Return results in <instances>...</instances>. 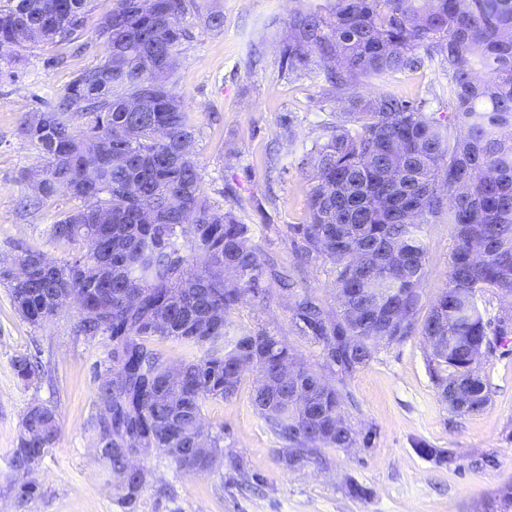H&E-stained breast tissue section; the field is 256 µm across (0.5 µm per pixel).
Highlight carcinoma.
Returning <instances> with one entry per match:
<instances>
[{
  "label": "carcinoma",
  "instance_id": "cac0c4a2",
  "mask_svg": "<svg viewBox=\"0 0 512 512\" xmlns=\"http://www.w3.org/2000/svg\"><path fill=\"white\" fill-rule=\"evenodd\" d=\"M191 2L116 0L98 30L106 59L71 83L58 108L20 125L45 160L43 188L29 201L65 183L83 206L50 228L53 238L80 246L72 259L48 272L40 251L17 255L28 275L9 282L13 306L39 324L73 300L79 332L108 338L95 430L100 457L124 473L130 501L148 477L128 466L136 449L192 448L201 437L213 457L223 455V437L202 428V407L233 397L250 367L275 381L254 392L253 405L288 466L323 448L371 443L338 426L342 393L298 359L286 337L230 317L246 295L263 293L265 269L279 274L252 244L251 225L203 195L194 130L166 84L179 65ZM85 7L86 0H7L0 60L36 39L71 37ZM283 56L290 69L310 73L311 58L319 59L340 90L447 64L448 125L390 92L355 94L305 155L316 180L309 222L291 230L306 258L335 266L337 310L327 312L306 288L290 287L288 296L295 330L321 345L327 368L344 376L383 344L433 336L427 357L441 402L454 415L481 411L489 394L476 373L495 345L512 341V309L493 324L477 304L483 290L512 295V0H329L324 12L293 15ZM77 114L86 118L81 134ZM90 139L102 146L97 161L83 154ZM445 193L456 247L448 287L419 326L424 225L442 213ZM155 339L177 341L191 357L170 364L151 346ZM284 365L299 370L279 381ZM13 368L24 382L40 374L27 356ZM59 432L56 409L28 407L10 457L18 502L35 495L30 475ZM171 461L183 471L212 467L188 453Z\"/></svg>",
  "mask_w": 512,
  "mask_h": 512
}]
</instances>
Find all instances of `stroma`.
<instances>
[{
	"mask_svg": "<svg viewBox=\"0 0 512 512\" xmlns=\"http://www.w3.org/2000/svg\"><path fill=\"white\" fill-rule=\"evenodd\" d=\"M116 0H87L84 25L71 39L28 44L15 60H0V268L21 250L54 262L71 259L77 245L48 230L81 202L60 191L24 207L30 176L44 159L19 135L29 114L57 104L82 72L104 61L107 47L98 25ZM327 0H196L182 20L187 38L168 87L181 98L194 130L193 158L201 189L217 209L252 227V242L273 259L297 288L311 289L335 309L334 266L303 262L294 224L309 220L313 180L303 155L322 143L336 122L341 92L283 57L288 22L297 11L326 8ZM218 11L224 25L210 27ZM443 68L405 72L389 81L363 79L372 97L389 91L446 116ZM424 305L448 285L454 248L445 218L426 225ZM266 297L247 296L233 320L252 330L287 337L298 358L313 368L324 361L320 345L296 334L286 290L263 276ZM77 306L33 325L14 309L0 277V512H512L502 497L512 487V342L496 348L481 370L490 401L480 412L456 416L440 402L425 343L415 335L381 348L366 366L346 377L323 371L340 387L342 414L369 446L325 448L320 459L289 467L279 441L253 406L255 372H245L235 396L210 399L202 408L206 429L224 438V458L206 471L176 469L162 452L138 456L150 474L128 502L96 452L94 394L109 363L107 337L79 333ZM38 355L43 374L22 382L12 367L18 355ZM56 408L58 442L36 466L39 493L18 504L9 488V457L24 411ZM446 450L438 462L419 454V444Z\"/></svg>",
	"mask_w": 512,
	"mask_h": 512,
	"instance_id": "obj_1",
	"label": "stroma"
}]
</instances>
